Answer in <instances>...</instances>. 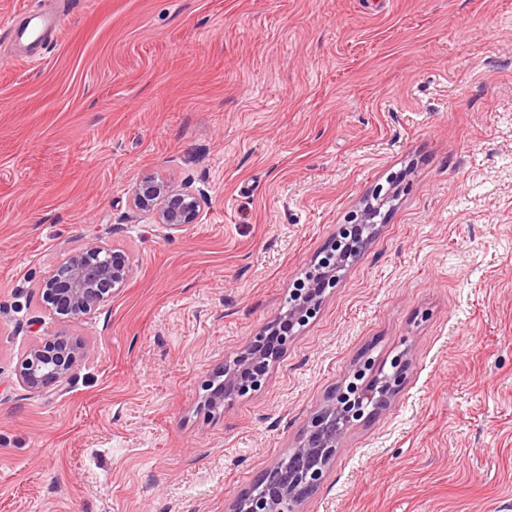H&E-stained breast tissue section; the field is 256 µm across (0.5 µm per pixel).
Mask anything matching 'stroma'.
<instances>
[{
	"instance_id": "stroma-1",
	"label": "stroma",
	"mask_w": 512,
	"mask_h": 512,
	"mask_svg": "<svg viewBox=\"0 0 512 512\" xmlns=\"http://www.w3.org/2000/svg\"><path fill=\"white\" fill-rule=\"evenodd\" d=\"M0 46V512H228L357 360L399 352L300 512H512V0H87ZM145 173L203 191L177 233ZM377 201L257 390L214 374ZM100 242L132 275L73 322L40 284ZM86 356L18 378L55 335ZM84 356L85 347L80 339L52 336L25 351L19 361V380L33 391L54 390L78 369Z\"/></svg>"
}]
</instances>
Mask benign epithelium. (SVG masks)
Wrapping results in <instances>:
<instances>
[{
	"mask_svg": "<svg viewBox=\"0 0 512 512\" xmlns=\"http://www.w3.org/2000/svg\"><path fill=\"white\" fill-rule=\"evenodd\" d=\"M207 197L191 187L175 188L169 181L145 174L135 183L131 202L138 210L152 213L155 223L179 231L196 222ZM353 251L352 243L328 252L326 259L313 266L305 276L307 290L322 294L336 286V267ZM132 274L129 259L121 252L92 243L73 254L62 268L40 285L47 309L56 318L73 321L82 318L124 287ZM321 298L291 304L288 312L277 317L293 324L303 321L304 312L314 313ZM291 335L279 337L277 348L269 349L264 333L259 332L232 362L224 366V383L208 398L212 407L233 404L234 400L261 385L262 373L286 349ZM85 356L81 340L57 335L31 345L22 355L18 376L27 388L51 391L67 380ZM407 352L395 356L391 371L380 372L368 381L351 387L342 384L325 405L313 413L303 432L289 449L288 462L241 492L231 512H298L299 505L317 488L335 459L340 438L356 422L366 420L391 405L406 379Z\"/></svg>",
	"mask_w": 512,
	"mask_h": 512,
	"instance_id": "obj_1",
	"label": "benign epithelium"
}]
</instances>
